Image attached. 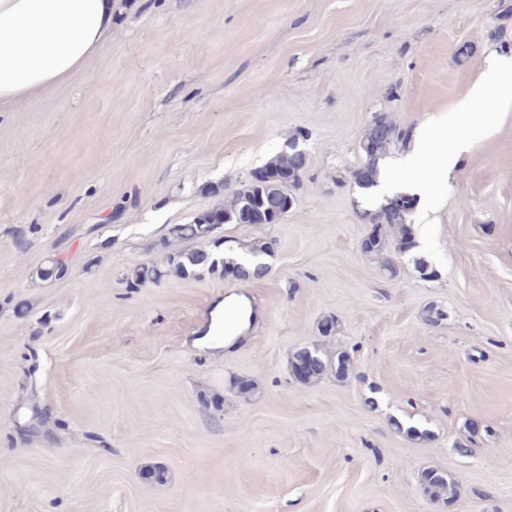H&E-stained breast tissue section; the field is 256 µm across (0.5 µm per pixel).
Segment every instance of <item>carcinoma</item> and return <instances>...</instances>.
<instances>
[{
	"label": "carcinoma",
	"mask_w": 512,
	"mask_h": 512,
	"mask_svg": "<svg viewBox=\"0 0 512 512\" xmlns=\"http://www.w3.org/2000/svg\"><path fill=\"white\" fill-rule=\"evenodd\" d=\"M410 132L401 129L384 117H376L359 143L363 164L353 173V180L362 189L377 184L378 164L390 146L408 140ZM307 168V155L298 149V141L288 143V149L270 158L260 170L269 174L263 179H248L224 201V205L203 211L187 224H174L168 232L170 241L206 240L218 224H276L288 214L290 208L282 206V199H295L292 190L297 188ZM410 210L394 198H388L376 209L360 211V218L370 225L368 235L361 241V251L367 256L381 259L382 268L390 277L399 273L396 261L388 253V240L392 239L395 249L405 254L416 247L412 225L406 222ZM254 260L253 269H247L232 259H226L217 252L206 249L178 250L167 255L165 266L139 265L131 269L125 278L127 287L140 288L146 283H159L165 277L180 276L196 278L203 273L231 276L240 281L260 280L270 271L265 257L272 254L270 243L257 240L249 248ZM309 358L314 362L313 370L297 374L299 364ZM295 378L307 384L321 380L331 373L337 381L349 379L352 366L350 355L342 350L329 355L314 345L298 350L291 363ZM427 492L438 499L448 495V490L457 484L448 479V474L435 469L422 475Z\"/></svg>",
	"instance_id": "cac0c4a2"
}]
</instances>
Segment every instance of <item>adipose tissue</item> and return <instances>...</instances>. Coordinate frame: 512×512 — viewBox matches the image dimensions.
<instances>
[{"mask_svg":"<svg viewBox=\"0 0 512 512\" xmlns=\"http://www.w3.org/2000/svg\"><path fill=\"white\" fill-rule=\"evenodd\" d=\"M114 0H0V112L73 81L112 35ZM468 120H432L408 156L412 177L455 164L469 148Z\"/></svg>","mask_w":512,"mask_h":512,"instance_id":"ef3b65f1","label":"adipose tissue"}]
</instances>
